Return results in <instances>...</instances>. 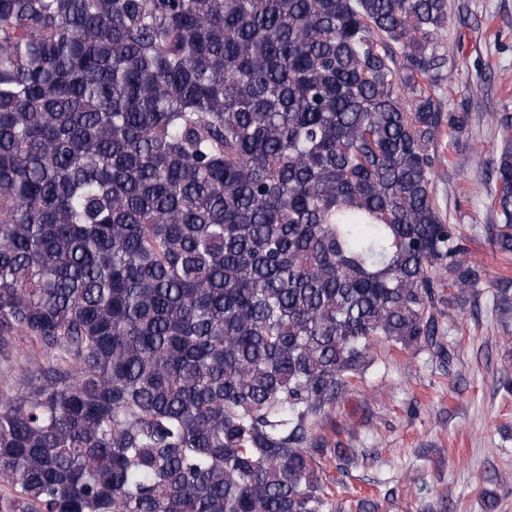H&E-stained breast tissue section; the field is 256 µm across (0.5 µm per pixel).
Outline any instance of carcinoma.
Here are the masks:
<instances>
[{
  "instance_id": "cac0c4a2",
  "label": "carcinoma",
  "mask_w": 512,
  "mask_h": 512,
  "mask_svg": "<svg viewBox=\"0 0 512 512\" xmlns=\"http://www.w3.org/2000/svg\"><path fill=\"white\" fill-rule=\"evenodd\" d=\"M448 0H0V512H377L323 433L452 359ZM492 241L512 255V147ZM33 359H37L39 362L42 361V353L34 341L23 337L19 342L17 353L8 361L0 360V390L9 385L12 376L26 366L30 367L28 362ZM3 376L5 379H3Z\"/></svg>"
}]
</instances>
